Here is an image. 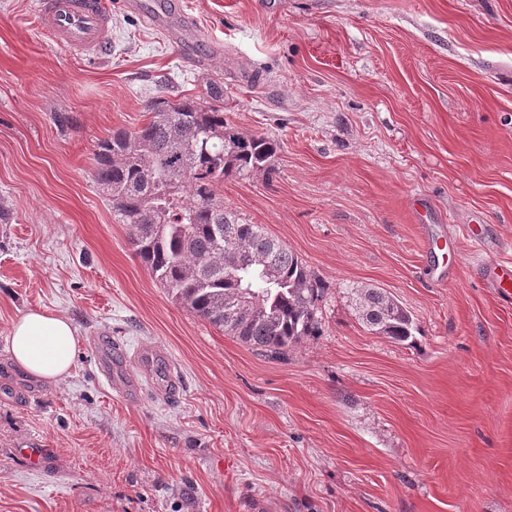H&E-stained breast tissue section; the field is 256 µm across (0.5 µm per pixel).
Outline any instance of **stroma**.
<instances>
[{
	"mask_svg": "<svg viewBox=\"0 0 512 512\" xmlns=\"http://www.w3.org/2000/svg\"><path fill=\"white\" fill-rule=\"evenodd\" d=\"M36 2L0 0V512H512V0H184L200 62L123 0L108 60L72 55ZM211 82L280 145L225 208L323 290L280 354L175 304L95 181L99 140ZM366 288L412 341L369 331ZM37 308L77 329L56 382L10 360Z\"/></svg>",
	"mask_w": 512,
	"mask_h": 512,
	"instance_id": "1",
	"label": "stroma"
}]
</instances>
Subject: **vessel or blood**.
Instances as JSON below:
<instances>
[{"label": "vessel or blood", "mask_w": 512, "mask_h": 512, "mask_svg": "<svg viewBox=\"0 0 512 512\" xmlns=\"http://www.w3.org/2000/svg\"><path fill=\"white\" fill-rule=\"evenodd\" d=\"M132 8L152 25L164 23L170 0H131ZM40 30L57 45L90 58L108 55L112 48V15L104 0H39ZM170 39L179 46L203 44L190 21L169 28Z\"/></svg>", "instance_id": "b4317fda"}]
</instances>
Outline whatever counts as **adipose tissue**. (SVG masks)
<instances>
[{"label":"adipose tissue","mask_w":512,"mask_h":512,"mask_svg":"<svg viewBox=\"0 0 512 512\" xmlns=\"http://www.w3.org/2000/svg\"><path fill=\"white\" fill-rule=\"evenodd\" d=\"M11 360L38 381H56L75 364L78 339L72 322L47 310H32L14 321L10 333Z\"/></svg>","instance_id":"1"}]
</instances>
